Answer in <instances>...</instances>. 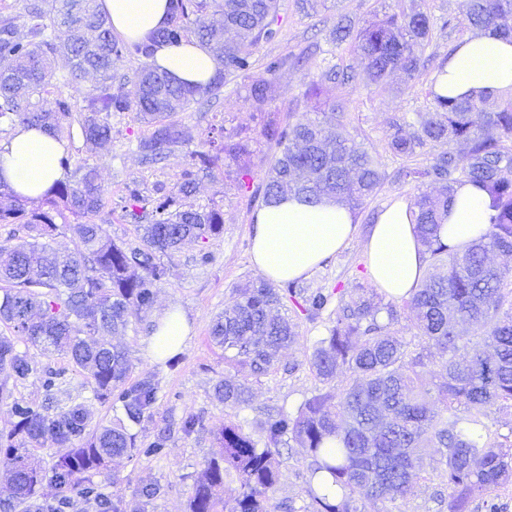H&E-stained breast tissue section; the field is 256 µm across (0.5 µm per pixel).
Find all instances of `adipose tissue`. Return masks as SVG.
<instances>
[{
	"instance_id": "adipose-tissue-1",
	"label": "adipose tissue",
	"mask_w": 512,
	"mask_h": 512,
	"mask_svg": "<svg viewBox=\"0 0 512 512\" xmlns=\"http://www.w3.org/2000/svg\"><path fill=\"white\" fill-rule=\"evenodd\" d=\"M168 0H100L114 34L138 40L165 25ZM154 67L178 82L208 85L220 64L200 42L157 46ZM451 97L471 92L495 96L512 93V43L489 34L460 41L448 58L436 86ZM64 143L47 131L24 125L0 139V180L17 193L38 199L65 176L60 165ZM413 205L399 199L379 213L363 251L372 283L389 298L408 296L426 269L425 256L413 229ZM488 222L487 198L478 188L457 187L441 235L454 244L479 235ZM356 227L348 207L327 201L311 206L285 194L253 216L252 262L267 280L281 282L307 276L324 259L345 247ZM189 334L183 312L166 311L152 336L154 354L179 349Z\"/></svg>"
}]
</instances>
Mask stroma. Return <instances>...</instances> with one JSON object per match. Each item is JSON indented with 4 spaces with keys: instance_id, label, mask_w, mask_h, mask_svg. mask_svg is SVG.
<instances>
[{
    "instance_id": "obj_1",
    "label": "stroma",
    "mask_w": 512,
    "mask_h": 512,
    "mask_svg": "<svg viewBox=\"0 0 512 512\" xmlns=\"http://www.w3.org/2000/svg\"><path fill=\"white\" fill-rule=\"evenodd\" d=\"M397 6V0H322L318 14L309 17L297 9L296 0H280L279 33L274 39L260 41L254 57L262 64L272 57L300 52L312 43L323 41L338 16L372 21L396 11ZM316 74L317 66L312 63L306 69L288 70L276 76L270 108L277 117L287 119L290 108L302 105L305 88ZM432 76V71H424L412 88L400 76H393L390 89L380 94L370 93L361 84L337 89L336 96L345 103L352 127L373 147L384 168L395 164L385 139L389 119L423 107ZM250 83V78L242 75L231 78L213 105L206 108L192 105L179 112L177 118L186 132V141L174 147L169 157L158 165L145 166L139 160L136 140L146 127L132 111L113 115L112 143L104 149L86 144L79 126H71L64 136L67 153L73 164L97 167L106 191L115 199L132 182L139 185L145 197L151 198L157 189L171 190L180 181L188 153L198 149L211 128L220 127L225 134L252 139L248 164L254 184H261L272 150L260 134L266 115L255 111L248 99ZM237 170L236 159L221 156L211 175L202 177L194 198L197 205L215 203L224 209V233L207 246L210 261L200 263L198 245H185L170 262L168 276L157 290L153 307L132 318L125 335L117 339L129 351L134 364L133 378L155 373L161 380L151 415L137 428L141 443H150L162 429L171 431L165 455L126 457L95 476V483L111 499L119 501L120 512H186L193 477L216 448L212 430L225 414L223 405L214 398L213 387L217 380L234 376L235 371L225 365L224 353L211 342L209 329L213 317L234 301L236 286L258 275L251 261L252 216L262 202L237 190ZM415 194L414 187L385 181L378 194L356 211L355 241L302 278V285L349 292L356 283L369 282L361 240L369 234L378 212L388 202L400 197L410 200ZM169 308L180 309L190 323V333L177 350V361L172 367L166 366L164 359L153 356L150 349L156 319ZM294 320L298 324V341L281 353L273 373L253 383L251 404L232 414L247 431H255L256 419L262 418L266 411H296L320 387L304 359L316 341L325 336L328 319L322 316L311 321L298 314ZM34 360L46 362L57 372L56 398L63 403L84 404L90 413L91 426L109 423L120 416L119 406L93 398L86 379L66 356L56 354L46 359L38 354ZM293 361L299 368L292 372L288 365ZM188 416L197 421L195 431L190 434L179 427L181 419ZM281 453L282 479L277 495L304 503L307 497L303 451L285 447ZM149 484L158 485L160 492L147 500L139 492Z\"/></svg>"
}]
</instances>
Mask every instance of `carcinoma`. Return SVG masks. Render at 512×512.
I'll return each mask as SVG.
<instances>
[{
    "mask_svg": "<svg viewBox=\"0 0 512 512\" xmlns=\"http://www.w3.org/2000/svg\"><path fill=\"white\" fill-rule=\"evenodd\" d=\"M168 13L165 27L136 41L114 36L96 0H32L23 22L1 18L0 124L64 132L73 112L69 99L58 98L51 111L39 106L52 85L54 60L63 55L70 62L68 83L99 75L80 108L82 137L100 146L112 142V113L134 110L149 128L138 151L142 161L154 163L184 142L173 115L215 97L226 77H252L249 100L264 112L272 79L307 61L301 54L274 57L253 75V48L277 34V0H168ZM457 28L512 40V0H470L462 20L442 16L436 22L416 3L364 25L341 18L327 42L333 58L338 51L356 54L364 86L382 93L397 73L415 85L436 30ZM192 37L221 64L204 88L178 84L148 63L155 45L180 46ZM131 57L145 63L129 98L112 91V80ZM357 78L350 66L327 62L305 92L308 100L322 99L327 119L295 111L286 120L267 118L261 136L275 153L266 178L250 190L251 169L244 163L237 189L265 204L288 192L308 204L334 200L353 211L374 197L386 174L365 140L347 130L345 106L333 96ZM436 81L431 79L425 109L394 117L385 134L398 162L393 180L419 190L415 233L427 261L421 284L398 301L369 283L357 284L355 296L340 289L310 292L295 280L277 285L258 278L236 288L233 304L213 319L210 338L241 377L214 386L226 419L213 430L217 448L194 478L188 512H219L221 505L224 512H361V499L406 500L427 448L439 454L449 512H472L477 501L485 512H500L493 492L512 482V436L491 430L484 419L492 408L512 404V266L495 262L512 259V97L489 111L488 96L450 98L435 91ZM220 150L235 158L252 153L250 140L233 136ZM215 159L208 150L190 152L191 166L201 171ZM60 165L66 178L36 201L0 181V224H17L27 235L20 245H0V323L27 340L22 351L0 336V374L15 383L27 379L36 371L32 349L64 354L93 397L120 405L122 417L89 433L83 404L38 408L1 384L0 402L12 401L14 421L0 429V465L13 490L0 512H44L35 445L68 449L52 466L50 482L69 507L75 494L99 512L116 509L92 475L115 458L165 453L167 434L141 448L131 432L150 416L157 376L132 379L129 352L106 337L121 334L131 317L152 307L167 261L184 242L207 244L224 233L223 208L191 202L197 172L187 169L172 190L153 200L126 187L121 202L125 210H139L141 245H120L94 221L112 205L97 167H74L67 155ZM465 183L487 194L489 224L482 235L450 245L441 237L442 224L456 188ZM61 228L74 248L53 246ZM288 301L310 320L330 310L326 335L307 360L323 387L296 412L258 421L260 447L228 416L249 403L250 381L274 370L279 353L297 340L298 324L277 314ZM403 318L419 338L414 348L390 334ZM430 363L438 370L428 377ZM285 445L305 449L308 502L301 506L275 498ZM230 483L239 484L237 494L224 500L221 492Z\"/></svg>",
    "mask_w": 512,
    "mask_h": 512,
    "instance_id": "carcinoma-1",
    "label": "carcinoma"
}]
</instances>
